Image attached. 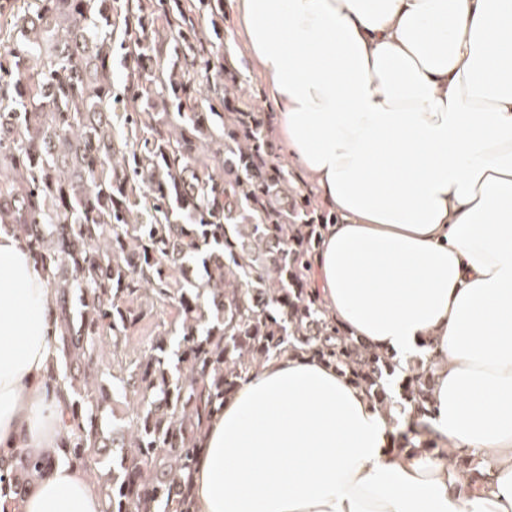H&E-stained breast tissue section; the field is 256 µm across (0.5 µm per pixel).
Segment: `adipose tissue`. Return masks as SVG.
Returning <instances> with one entry per match:
<instances>
[{
    "label": "adipose tissue",
    "instance_id": "adipose-tissue-1",
    "mask_svg": "<svg viewBox=\"0 0 512 512\" xmlns=\"http://www.w3.org/2000/svg\"><path fill=\"white\" fill-rule=\"evenodd\" d=\"M278 136L341 217L324 306L367 345L431 366V435L484 473L397 452L414 414L334 366L270 359L210 422L194 512H512V0H231ZM59 332L26 237L0 225V449L57 447L44 383ZM0 512H103L55 466Z\"/></svg>",
    "mask_w": 512,
    "mask_h": 512
}]
</instances>
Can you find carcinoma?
I'll use <instances>...</instances> for the list:
<instances>
[{
  "label": "carcinoma",
  "mask_w": 512,
  "mask_h": 512,
  "mask_svg": "<svg viewBox=\"0 0 512 512\" xmlns=\"http://www.w3.org/2000/svg\"><path fill=\"white\" fill-rule=\"evenodd\" d=\"M16 3L0 0V224L48 273L64 436L53 454L0 453V492L22 498L65 463L98 480L104 512H192L205 425L254 369L288 354L426 417L432 369L358 342L312 288L322 225L307 222L266 125L240 131L236 74L199 37L204 0ZM146 290L180 317L116 373L105 341L131 335ZM394 447L438 449L420 431Z\"/></svg>",
  "instance_id": "carcinoma-1"
}]
</instances>
